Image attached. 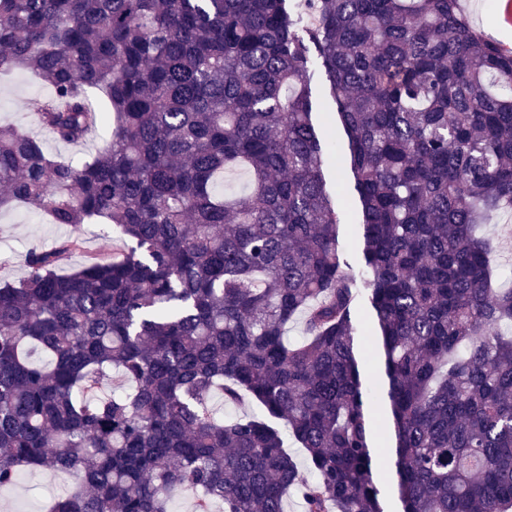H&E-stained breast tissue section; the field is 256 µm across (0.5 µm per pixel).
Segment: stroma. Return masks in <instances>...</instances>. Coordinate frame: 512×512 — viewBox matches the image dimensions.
I'll return each instance as SVG.
<instances>
[{"label":"stroma","mask_w":512,"mask_h":512,"mask_svg":"<svg viewBox=\"0 0 512 512\" xmlns=\"http://www.w3.org/2000/svg\"><path fill=\"white\" fill-rule=\"evenodd\" d=\"M503 3L504 0H460L462 9L484 36L512 48V19L506 17ZM310 87L320 131L337 132L330 86L315 62L310 65ZM48 93L47 86L29 73H17L0 81V124L12 125L30 134L41 143L48 155H61L74 161L86 160L104 145L107 132L101 128L95 129L85 142L77 145L57 142L38 121L39 104ZM324 178L328 190L340 193L337 200L341 220L339 251L344 269L356 280H363L365 271L361 258V230L354 222L351 196L341 190L344 178L335 161L327 162ZM487 232L496 242L492 260L502 274L501 284L510 287L512 209L493 213ZM72 235L83 240L84 250L70 258L67 267L71 270L82 265L86 253L111 249L113 243L120 240V234L115 228L100 221L72 228L51 223L47 215L31 212L22 206L0 211V284L24 275V258L30 247L36 244L49 247ZM368 356L371 364L366 368V383L373 393L369 402L371 440L374 455L380 457L388 451L386 430L390 408L384 392L383 376L374 365L378 358L377 349L369 348ZM71 483V477L66 474L24 471L15 486L0 489V512H43L45 502L66 492Z\"/></svg>","instance_id":"stroma-1"}]
</instances>
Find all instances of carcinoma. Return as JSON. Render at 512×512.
I'll return each mask as SVG.
<instances>
[{"mask_svg": "<svg viewBox=\"0 0 512 512\" xmlns=\"http://www.w3.org/2000/svg\"><path fill=\"white\" fill-rule=\"evenodd\" d=\"M313 57L403 512H512V288L483 232L512 207V50L458 0H0V74L50 89L40 124L66 144L110 131L76 166L0 126V210L125 239L67 274L79 238L33 246L0 286V488L39 468L76 481L48 512H173L183 493L193 512H383ZM113 374L125 390L104 395ZM217 389L264 415L217 418ZM310 87L315 105V119L322 133H333L339 137V130L335 122V105L330 93L329 82L318 65L313 60L310 64ZM336 203L341 220L339 251L344 261V269L357 280L362 293L354 315V323L359 334H367L373 330V316L368 300L369 290L363 284L365 271L361 258V230L359 224L354 223L350 191L341 193Z\"/></svg>", "mask_w": 512, "mask_h": 512, "instance_id": "1", "label": "carcinoma"}]
</instances>
